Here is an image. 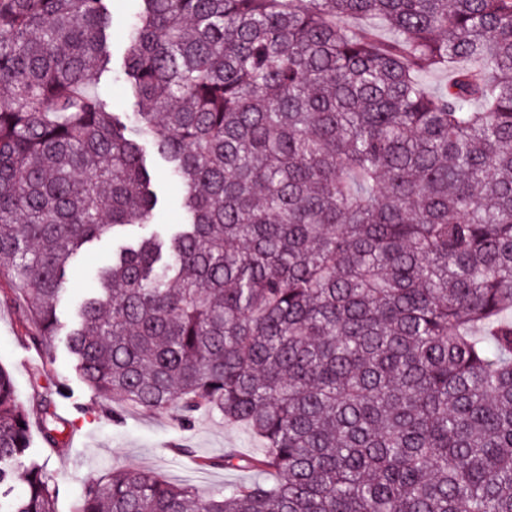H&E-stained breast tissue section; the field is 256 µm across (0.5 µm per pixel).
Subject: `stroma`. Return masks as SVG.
<instances>
[{
	"instance_id": "obj_1",
	"label": "stroma",
	"mask_w": 512,
	"mask_h": 512,
	"mask_svg": "<svg viewBox=\"0 0 512 512\" xmlns=\"http://www.w3.org/2000/svg\"><path fill=\"white\" fill-rule=\"evenodd\" d=\"M137 0H107L112 17L108 46L112 57L109 71L95 76L105 90L111 108L130 112L135 107L132 89L116 78L128 49V26ZM33 326L28 322L19 298L11 290L7 274H0V365L8 369L17 388L18 400L28 408L45 394L34 387L37 368L49 365L55 385L65 389L59 398L60 413L67 422L66 436L58 447L43 444L39 430H32V448L45 462L58 484L56 512H73L88 477L115 468L148 469L169 482L189 484L208 494L252 480L249 470L199 467L202 459L216 458L234 448L258 456L263 448L241 426L226 425L222 417L199 411L191 423H183L177 411L138 413L117 400L96 395L80 378L75 361L62 337H47L42 347L29 344L25 336Z\"/></svg>"
}]
</instances>
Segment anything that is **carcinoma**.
<instances>
[{
  "instance_id": "cac0c4a2",
  "label": "carcinoma",
  "mask_w": 512,
  "mask_h": 512,
  "mask_svg": "<svg viewBox=\"0 0 512 512\" xmlns=\"http://www.w3.org/2000/svg\"><path fill=\"white\" fill-rule=\"evenodd\" d=\"M139 2L123 121L88 80L105 0H0V273L88 387L243 425L263 455L201 465L276 480L114 469L75 512H512V0ZM146 144L181 223L113 249L65 325L82 248L157 223ZM33 420L58 444L1 366L0 512H55Z\"/></svg>"
}]
</instances>
